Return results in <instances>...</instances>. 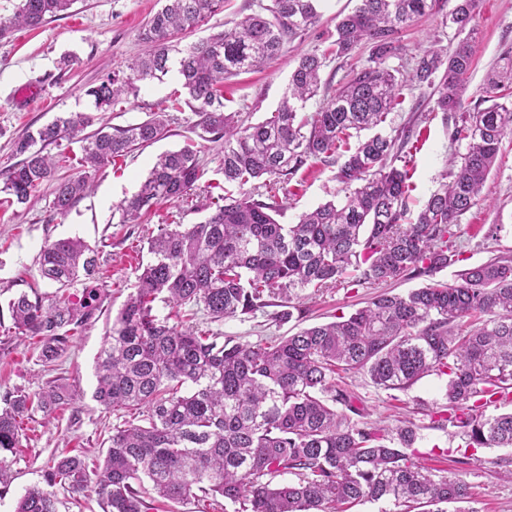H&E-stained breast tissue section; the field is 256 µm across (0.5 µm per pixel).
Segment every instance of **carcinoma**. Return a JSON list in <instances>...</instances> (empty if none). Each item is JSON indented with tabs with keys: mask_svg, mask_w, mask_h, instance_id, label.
Wrapping results in <instances>:
<instances>
[{
	"mask_svg": "<svg viewBox=\"0 0 512 512\" xmlns=\"http://www.w3.org/2000/svg\"><path fill=\"white\" fill-rule=\"evenodd\" d=\"M144 25L143 52L128 72L107 74L86 95L95 111L137 95L139 84L170 71L185 101L174 99L147 119L93 125L90 112H67L15 143L22 159L0 171V192L26 204L55 182L53 209L65 216L88 193L97 170L149 146L170 132L169 112L186 104L199 120L200 138L224 141V184L238 196L214 197L198 224H162L147 241L151 255L112 319L96 358L94 399L119 419L101 463L80 455L50 459L44 485L27 489L16 512H59L57 490L80 495L91 488L101 512H154L155 498L197 501L210 512L217 497L236 512H350L365 502H391L400 512H476L462 508L471 491L457 473L429 468L412 452L416 432L350 421L355 400L340 388L344 376L363 373L384 390L406 391L435 375L445 381L448 408L432 413L435 427L461 429L472 448H512V412L485 408L512 393V258L496 256L405 294L381 292L338 320L258 343L218 341L193 324L202 312L212 322L268 307L292 318L291 302L317 291L358 288L433 275L455 263L453 226L480 200L485 182L512 133V57L486 77L484 101L468 109L464 94L473 64L470 35L478 0H455L450 21L462 35L451 48L430 46L406 80L388 60L400 54V34L418 18L444 11L447 0H360L336 18L328 53L306 55L291 73L277 110L245 125L224 112V80L260 68L287 51L288 42L321 20V0H269L230 30L184 49L175 41L224 0H159ZM74 0H18L0 21V37L38 28L69 10ZM367 63L308 115L305 103L320 90L326 56L349 59L362 43ZM434 89L449 138L466 152L451 157L437 191L415 218L408 216V171L391 164L411 141L404 126L393 136L375 133L350 148L353 134L384 123L407 81ZM81 143L76 177L59 176L70 157L50 146ZM347 155L334 179L341 199L329 200L281 224L279 196H288L298 172ZM198 150L187 145L157 158L138 192L118 205L123 223L136 224L163 202L187 200L203 177ZM53 293L23 292L8 303L12 329L40 338L39 360L59 361L75 336L92 324L102 302L99 252L77 237L47 240L38 258ZM82 287L74 302L70 290ZM174 309L164 318L156 304ZM77 390L58 379L35 391L0 393V484L6 454L25 439L22 421L65 409ZM149 480L156 497L140 490Z\"/></svg>",
	"mask_w": 512,
	"mask_h": 512,
	"instance_id": "cac0c4a2",
	"label": "carcinoma"
}]
</instances>
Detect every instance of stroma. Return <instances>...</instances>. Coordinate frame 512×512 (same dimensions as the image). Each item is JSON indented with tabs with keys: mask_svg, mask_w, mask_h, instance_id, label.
I'll return each instance as SVG.
<instances>
[{
	"mask_svg": "<svg viewBox=\"0 0 512 512\" xmlns=\"http://www.w3.org/2000/svg\"><path fill=\"white\" fill-rule=\"evenodd\" d=\"M258 3L259 0H224L223 10L184 35L182 44L232 28L241 17L257 11ZM356 4L357 0H322L318 26L292 41L286 55L260 70L225 81V112L240 113L252 123L269 117L278 108L298 59L323 50L335 31L337 15L351 12ZM158 7V0H76L67 14L51 19L43 27L15 30L0 38V170L17 163L15 140L54 117L87 110L86 89L108 73L126 70L142 50L138 40L141 27ZM474 27V66L464 96L470 108L481 102L487 73L499 65L503 55H512V0H479ZM457 41L453 25L443 24L441 15H427L402 32L403 50L389 64L404 76H411L414 58L423 49L433 44L449 49ZM67 55L75 56L76 61L64 70L60 61ZM25 86L36 87L37 95L19 99L18 91ZM179 87L172 73L163 80L141 85L137 96L129 98L120 110L97 113L96 122L112 127L143 121ZM435 101L430 88L405 90L402 104L378 128L379 133L390 136L395 129L411 125L414 114L422 112L427 116L425 122L412 126L416 147L405 158L411 184L408 207L413 211L438 188L448 159L465 150L463 144L450 141L442 114L434 110ZM196 121L190 109L174 113L167 137L92 172L91 194L67 216H59L53 209V183L43 184L39 201L29 205L6 202L0 193V308L33 288L53 292V285L42 278L38 264L40 250L49 239L78 236L97 247L101 262L98 278L105 287L101 313L75 338L57 370L58 376L77 385L79 395L55 420L44 421L37 413L24 422L23 446L17 455L6 460L10 480L7 486H0V512H14L25 490L42 483L43 470L52 455L70 452L90 462L103 458L106 448L102 441L108 436L113 417L104 413L94 400L93 391L94 361L105 333L140 266L149 259L148 237L156 234L161 224L203 221L211 202L206 184L224 180L223 145L199 139ZM189 142L195 143L204 167L202 185L192 198L154 207L149 223H122L118 203L138 192L157 155ZM337 168L333 161L300 170L283 201L279 223H296L303 211L331 200ZM494 224L501 225L502 230L491 238L487 229ZM453 243L459 253L457 265L448 266L432 278L422 275L392 283V291L404 293L423 287L434 278L450 282L457 269L482 263L494 255L512 254V136L503 140L502 159L485 184L482 200L455 226ZM377 291V286L370 284L355 290L326 291L303 301L300 313L285 324L275 322L267 311L213 322L209 328L227 338L255 343L351 313L363 307ZM48 377L35 339L8 334L0 328V392L14 386L34 390ZM341 386L361 402L364 422L391 429L405 420L413 422L419 456L431 466L456 469L471 488L475 512H512V448H470L458 428L433 426L431 413L447 404L443 380L429 376L399 394L374 386L362 374L346 376Z\"/></svg>",
	"mask_w": 512,
	"mask_h": 512,
	"instance_id": "1",
	"label": "stroma"
}]
</instances>
